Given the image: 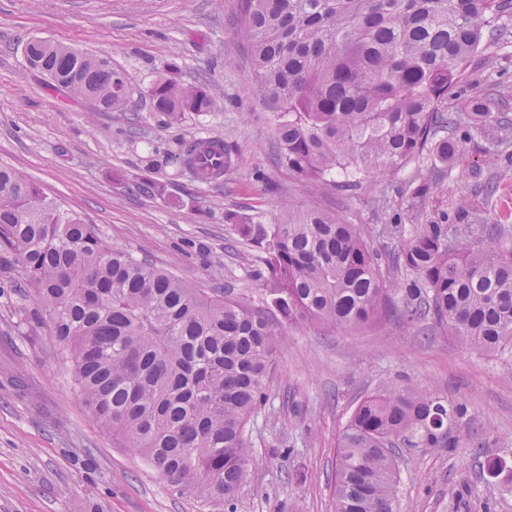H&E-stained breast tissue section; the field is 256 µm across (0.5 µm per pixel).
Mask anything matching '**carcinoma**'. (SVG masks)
Wrapping results in <instances>:
<instances>
[{"mask_svg":"<svg viewBox=\"0 0 512 512\" xmlns=\"http://www.w3.org/2000/svg\"><path fill=\"white\" fill-rule=\"evenodd\" d=\"M253 49V81L275 116L278 160L321 183L340 167L392 175L432 149L509 121L493 98L484 111L448 114L436 104L512 0H240ZM31 68L104 112L123 111L125 76L103 59L33 38ZM168 65L140 93L169 123L212 112L219 98L177 81ZM202 141L177 139L164 161L201 183ZM469 203L414 224L392 256L389 281L368 229L319 209L224 214L232 239L256 251L255 276L273 314L109 246L22 172L0 165V286L21 287L36 307L29 329L55 336L89 414L182 495L223 512L250 462L247 425L267 400L283 326L352 329L395 310L431 318L487 355L512 356V247L493 248L496 224H466ZM465 407L422 388L387 384L357 406L337 441L335 512H398L395 448H454L450 427ZM512 487V466L487 461Z\"/></svg>","mask_w":512,"mask_h":512,"instance_id":"cac0c4a2","label":"carcinoma"}]
</instances>
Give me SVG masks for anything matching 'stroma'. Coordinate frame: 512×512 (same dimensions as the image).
<instances>
[{
  "label": "stroma",
  "mask_w": 512,
  "mask_h": 512,
  "mask_svg": "<svg viewBox=\"0 0 512 512\" xmlns=\"http://www.w3.org/2000/svg\"><path fill=\"white\" fill-rule=\"evenodd\" d=\"M30 38L107 60L136 91L177 62L181 82L223 93L224 105L172 126L136 97L122 112L92 111L29 68ZM486 95L512 119V18L487 30L441 108L460 112ZM274 125L255 92L239 0H0V165L25 173L110 246L186 281L233 288L260 308L268 293L253 274L254 254L231 242L225 212H334L370 225L387 263L401 238L386 226L439 220L464 197L481 220L500 224V246H512V141L501 143V130L460 143L448 163L427 152L394 176L352 187L315 186L281 167ZM215 136L236 146L220 181L147 168L153 149ZM145 175L165 184L164 197L139 191ZM424 182L432 190L417 208L412 192ZM487 182L496 190L488 201L478 194ZM33 305L23 291L0 290V512H209L113 444L84 408L55 338L20 330L21 311ZM285 333L268 400L247 426L252 457L237 512H334L338 436L359 403L389 383L467 408L452 431L455 447L400 452L399 512H512V494L484 471L493 457L512 464L511 360L393 311L353 330L301 324Z\"/></svg>",
  "instance_id": "stroma-1"
}]
</instances>
